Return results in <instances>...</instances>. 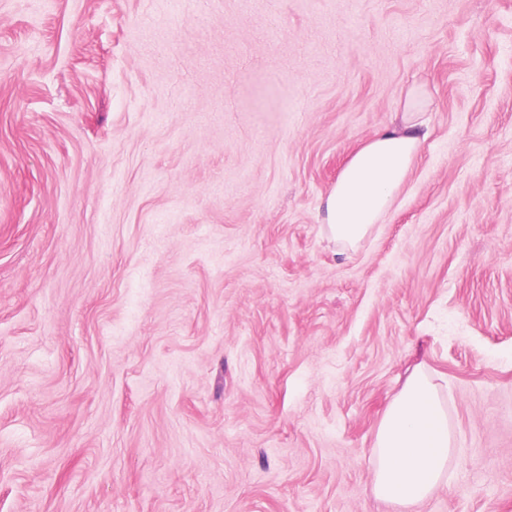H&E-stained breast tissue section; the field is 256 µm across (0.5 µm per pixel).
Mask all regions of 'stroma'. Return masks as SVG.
<instances>
[{
	"instance_id": "35a3bbf8",
	"label": "stroma",
	"mask_w": 512,
	"mask_h": 512,
	"mask_svg": "<svg viewBox=\"0 0 512 512\" xmlns=\"http://www.w3.org/2000/svg\"><path fill=\"white\" fill-rule=\"evenodd\" d=\"M180 2L0 0V512H399L368 454L422 361L456 460L414 512H512V0ZM408 104L400 125L386 126L351 157L323 201L321 224L354 249L386 213L418 156L425 135Z\"/></svg>"
}]
</instances>
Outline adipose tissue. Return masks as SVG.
I'll return each mask as SVG.
<instances>
[{
	"mask_svg": "<svg viewBox=\"0 0 512 512\" xmlns=\"http://www.w3.org/2000/svg\"><path fill=\"white\" fill-rule=\"evenodd\" d=\"M424 134L418 116L403 112L351 157L323 201L321 221L344 248H355L386 213L418 156ZM456 448L440 388L418 366L389 403L370 462L373 491L404 507L427 500L448 481Z\"/></svg>",
	"mask_w": 512,
	"mask_h": 512,
	"instance_id": "adipose-tissue-1",
	"label": "adipose tissue"
}]
</instances>
